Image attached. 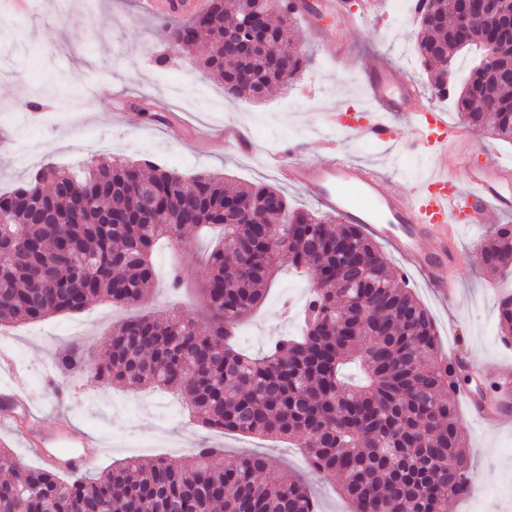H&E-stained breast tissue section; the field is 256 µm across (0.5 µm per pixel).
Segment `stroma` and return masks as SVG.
<instances>
[{"instance_id":"1","label":"stroma","mask_w":512,"mask_h":512,"mask_svg":"<svg viewBox=\"0 0 512 512\" xmlns=\"http://www.w3.org/2000/svg\"><path fill=\"white\" fill-rule=\"evenodd\" d=\"M350 2L352 8L342 18L324 12L296 17L294 34L309 62L288 90L275 88L254 101L225 95L222 84L204 75L196 57L158 42L157 18L143 12L138 0H95L92 12L85 0H0V194L30 180L48 163L76 170L118 158L148 159L185 177L218 173L234 184H269L280 188L291 208L316 212L317 202L282 184L270 158L277 155L286 162L298 149L303 157L322 159L331 147L353 160L377 164L389 191H411L430 171L425 157L389 151L366 138L350 139L341 131L368 103L364 65L372 56L387 57L401 77L418 84L429 104L447 113L450 123L460 119L423 81L416 21L396 19L395 0H382L380 18L361 24L359 0ZM332 30L353 43L354 55L336 61L335 46L325 39ZM161 73L182 84L186 101L168 99L157 79ZM52 83L69 105L48 100L43 110H31ZM157 98L168 99L167 113L151 109ZM228 127L248 130L250 150L225 142ZM465 156L512 167V141L466 128L463 137L449 140L442 150L440 169L448 179L460 177L459 160ZM499 221L493 214L488 224ZM488 224H463L456 231L450 268L460 290L456 304H442L416 274H407L406 280L432 313L442 351H459L480 362L486 369L480 384L491 391L499 383L495 366L512 365V346L503 343L497 318L500 286L511 282L512 275L493 276L480 265L477 245ZM213 244V237L189 231L182 241L159 244L153 261L160 284L139 308L99 302L75 315L1 330L0 337L20 344L22 355L14 359L12 370L0 369V387L40 394L46 424L64 420L79 433L97 436L105 449L94 473L133 455L149 463L158 458L180 462L196 448L255 452L304 483L319 512H350L336 482L313 472L291 442L207 429L184 408L163 422L157 405L170 399V392L102 386L93 380L91 372L114 324L176 307L204 313L196 288ZM175 265L183 279L177 291L166 286ZM313 279V274L281 265L260 307L241 324L239 347L257 355L272 338L297 334V313ZM75 342L87 348L83 366L57 378L56 361ZM464 426L473 492L455 503L454 512H512V425L488 430L468 420Z\"/></svg>"}]
</instances>
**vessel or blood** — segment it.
<instances>
[{"instance_id":"1","label":"vessel or blood","mask_w":512,"mask_h":512,"mask_svg":"<svg viewBox=\"0 0 512 512\" xmlns=\"http://www.w3.org/2000/svg\"><path fill=\"white\" fill-rule=\"evenodd\" d=\"M152 15H188L202 0H142ZM365 85L374 106L367 126L354 132L437 162L439 150L454 128L432 107L407 112L419 91L384 65L365 73ZM406 112L402 126H394L392 115ZM463 176L450 182L438 177L407 194L389 192L376 165L356 163L343 156L322 161L297 159L279 166L280 178L302 189L336 213L345 224L361 225L369 234L392 241L422 274L435 296L447 302L455 299L457 286L448 276V256L454 246L452 225L483 224L490 212L512 217V170L499 164H482L463 159ZM430 248H421L423 240ZM469 416L484 427H496L512 420V395L492 397L457 390ZM0 429L20 434L26 447L62 474L87 471L100 455L101 443L92 436H77L67 425L44 427L28 393L0 388Z\"/></svg>"}]
</instances>
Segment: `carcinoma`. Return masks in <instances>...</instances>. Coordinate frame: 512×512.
Segmentation results:
<instances>
[{"label":"carcinoma","mask_w":512,"mask_h":512,"mask_svg":"<svg viewBox=\"0 0 512 512\" xmlns=\"http://www.w3.org/2000/svg\"><path fill=\"white\" fill-rule=\"evenodd\" d=\"M465 33L460 0H433L419 23L417 48L427 80L448 95V72L437 62L471 48L499 57L498 69L472 66L455 94L458 116L472 128L492 124L512 141V40L501 33L512 0ZM258 0H209L191 17L159 22L162 41L190 52L209 42L202 66L230 94L260 100L288 87L306 63L290 43L288 0L267 34L251 25ZM259 36L275 59L249 58L241 78L224 70L225 54ZM149 161L90 164L74 173L50 164L35 179L0 195V326L77 313L95 301L131 306L156 281L153 247L178 241L186 227L223 229L198 283L207 316L188 310L135 316L112 328L95 369L98 382L167 389L205 427L295 438L311 469L338 482L352 512H449L471 486L465 428L450 380L458 371L441 353L429 310L397 281L386 256L359 224L294 210L280 190L224 177L189 179ZM288 226V238L265 225ZM492 271L512 267V224H497L479 247ZM288 256L318 277L301 310L298 336H279L259 356L235 345L239 322L263 300ZM504 340L512 338V294L498 302ZM74 344L60 370L81 364ZM356 364L357 384L343 377ZM457 476L448 482L445 467ZM0 512H318L310 491L284 480L264 457L197 448L192 460L126 459L96 476L63 479L30 467L0 448Z\"/></svg>","instance_id":"carcinoma-1"}]
</instances>
